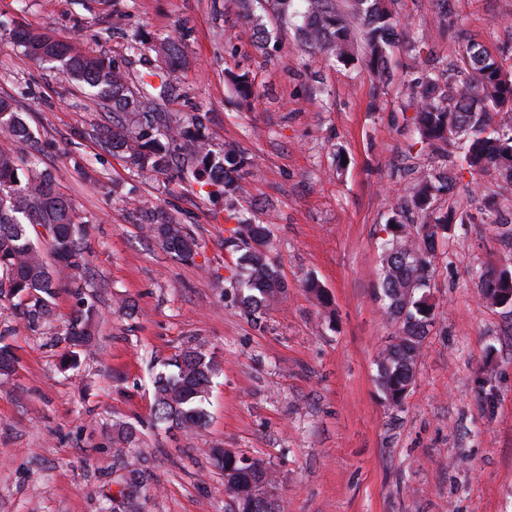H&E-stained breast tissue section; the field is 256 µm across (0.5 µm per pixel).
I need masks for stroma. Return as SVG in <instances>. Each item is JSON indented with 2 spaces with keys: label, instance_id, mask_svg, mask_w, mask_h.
Here are the masks:
<instances>
[{
  "label": "stroma",
  "instance_id": "35a3bbf8",
  "mask_svg": "<svg viewBox=\"0 0 512 512\" xmlns=\"http://www.w3.org/2000/svg\"><path fill=\"white\" fill-rule=\"evenodd\" d=\"M391 7L402 27L380 83L362 64L304 51L294 24L260 5L255 14L279 40L257 48L239 0H0V96L26 113L89 252L83 296L69 288L73 272L52 265L62 288L39 326L22 327L12 301L0 300V342L16 357L14 375L0 380V512H125L130 464L154 476L139 512H229L213 448L263 460L283 512H512V309L478 288L481 274L512 270V237L485 222L497 170L468 169L457 145L436 205L469 221L436 245L438 320L401 407L385 400L375 365L396 330L376 299L378 246L420 172L440 164L418 140L406 87L453 67L469 44L512 76V0ZM22 29L119 59L133 83L151 62L130 50L133 31L186 34L188 69L147 109L200 115L215 150L251 158L238 210L269 228L286 298L255 321L225 297L238 254L226 244L223 199L129 168L101 136L111 111L30 59L14 39ZM418 40L424 48L412 51ZM230 70L250 72L251 105L240 104ZM144 203L195 235L194 261L175 259L138 222ZM309 278L328 304L305 290ZM86 302L100 310L98 332L67 365L66 327ZM187 344L219 366L196 432L151 413L152 364ZM121 425L134 429L126 447L112 442Z\"/></svg>",
  "mask_w": 512,
  "mask_h": 512
}]
</instances>
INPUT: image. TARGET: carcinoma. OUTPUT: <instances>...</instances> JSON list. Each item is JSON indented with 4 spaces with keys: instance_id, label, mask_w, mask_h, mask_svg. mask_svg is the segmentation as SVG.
<instances>
[{
    "instance_id": "cac0c4a2",
    "label": "carcinoma",
    "mask_w": 512,
    "mask_h": 512,
    "mask_svg": "<svg viewBox=\"0 0 512 512\" xmlns=\"http://www.w3.org/2000/svg\"><path fill=\"white\" fill-rule=\"evenodd\" d=\"M264 2L278 19L300 20L298 30L305 47L345 64L355 61L346 19L337 11L335 0ZM388 2L348 3L350 14L364 21L365 57L380 82L387 76L388 54L401 25ZM17 40L37 61L45 55L56 57L64 75L112 108V128L104 131L105 143L130 167L180 180L189 174L198 191L224 199L227 218L236 221L228 243L244 250L239 265L224 279V288L249 315L257 316L277 297L288 294L287 283L269 257V229L236 214L238 200L247 194L246 177L252 175L247 157L234 149L215 151L197 115L185 124L172 125L161 115L145 111L144 92L153 84L141 80L139 86L131 85L116 60L90 56L40 30L20 31ZM130 50H148L163 58L164 66L149 72L160 78L162 90L167 85L165 77L183 68L186 61L182 35L158 39L137 30L131 35ZM230 80L241 101L254 98L255 85L248 73H232ZM411 98L416 103L414 125L421 143L464 141L467 167L473 171L497 167L503 191L512 190V126L502 124L500 117L503 109H512V79L503 75L497 60L484 55L479 46L468 45L454 68L417 82V87L411 88ZM0 129L16 143L12 151L0 150V299H18L19 319L33 328L51 315L52 301L61 288L44 250L50 251L55 262L77 273L86 269V251L72 201L56 189L52 172L28 152L32 130L7 98H0ZM182 145L189 147L193 159L188 173L174 164ZM448 179L446 165L421 172L413 192L389 218L394 228L380 244L378 298L399 330L378 353L376 379L385 399L394 406L403 404L414 384L425 339L436 323L435 307L428 298L434 273L435 229L442 230L444 240L452 225L466 223L463 216L453 211L441 214L434 205L436 196L447 188ZM138 213L140 223L149 226L166 252L181 261L194 260L199 243L184 225L156 205H144ZM507 287L508 277L502 273L480 277V295L495 304L503 302L502 290ZM98 315L93 304L80 311L66 333L69 345H92ZM166 366L173 371H160L153 378L151 411L155 421L183 431L202 428L206 423L202 404L219 373L217 363L201 348L189 345ZM14 371L11 350L1 346L0 379L11 377ZM217 455L238 512H272L271 504L256 493L259 482L273 483L270 468L245 454L232 456L219 450ZM151 479L143 469L126 471L128 499L140 498Z\"/></svg>"
}]
</instances>
